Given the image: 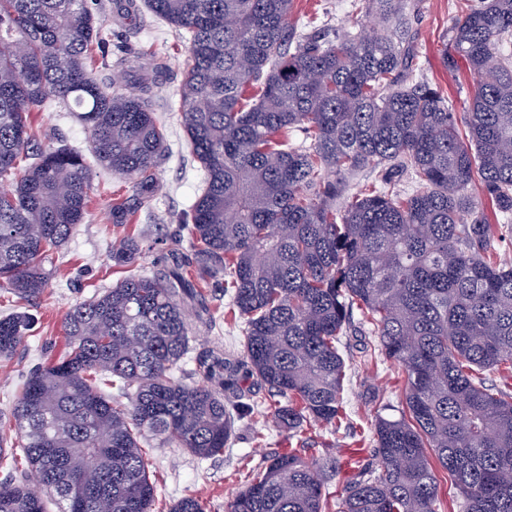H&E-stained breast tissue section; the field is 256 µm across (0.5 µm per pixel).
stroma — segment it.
<instances>
[{"instance_id": "obj_1", "label": "stroma", "mask_w": 512, "mask_h": 512, "mask_svg": "<svg viewBox=\"0 0 512 512\" xmlns=\"http://www.w3.org/2000/svg\"><path fill=\"white\" fill-rule=\"evenodd\" d=\"M126 0H97L107 47L103 62L95 71L104 86L121 81L112 67L115 57L142 55L144 64L161 59L167 81L154 99V109L168 118V149L156 169V185L151 200L127 227L112 224V196L125 193L121 178L97 170L91 179L90 203L82 224L51 262L54 276L33 308L36 322L26 342L11 360H0V405L10 397L25 375L55 361L67 348L61 325L67 309L119 283L132 271L150 273L159 269L170 248L182 239L183 219L193 203L200 174L181 119L179 88L187 45L174 29L147 10L127 16ZM406 18L417 52V75L426 78L447 98L456 119H463L466 100L474 78L467 68L451 72L442 65V52L449 30L460 13L459 0H406ZM292 19L301 24L337 30L360 31L367 24L363 0H295ZM31 125L46 143L65 144L80 150L89 147L85 128L66 112L38 109ZM148 236L153 248L143 249L135 267L113 262L112 242L124 235ZM205 299L216 319L215 326H195L192 346L195 355L215 350L237 356L243 351L241 329L226 325L224 309L228 299L221 282L209 283ZM403 379L387 361L358 368L344 395L357 433L343 430L333 434L320 429L314 433L308 455L322 459L340 456L348 460H370L371 432L376 415L390 414L401 405ZM264 428L265 440L254 438L253 427ZM287 430L276 427L266 408H255L251 424H238L236 434L223 455L201 459L181 448L160 447L151 442L146 451L149 471L157 489L162 512L183 496L199 497L206 512H225L229 501L241 490L247 467L256 465L270 453L297 447Z\"/></svg>"}]
</instances>
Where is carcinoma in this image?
I'll return each mask as SVG.
<instances>
[{
    "label": "carcinoma",
    "instance_id": "obj_1",
    "mask_svg": "<svg viewBox=\"0 0 512 512\" xmlns=\"http://www.w3.org/2000/svg\"><path fill=\"white\" fill-rule=\"evenodd\" d=\"M180 32L187 56L182 117L203 180L186 245L152 274L132 273L72 306L67 352L31 372L0 420V512H152L156 487L142 443L199 458L224 452L255 401H224L239 374L268 388L277 426L298 435L348 419L357 361L341 336L353 312L378 354L405 374L399 415H379L373 461L334 496L342 460L302 449L253 467L227 512H438L431 459L457 490V512H512V394L484 372H512V265L499 247L512 224V0H477L450 28V71L476 77L464 128L440 90L415 74L405 0H368L379 25L361 32L292 22L294 0H145ZM104 43L89 0H0V291L29 305L47 264L83 223L96 167L132 183L112 223L150 201L166 149L151 105L162 62L104 90L89 60ZM57 106L88 130L93 153L39 146L28 118ZM298 130L309 145L282 134ZM388 165L379 187L345 196L346 175ZM408 172L410 196L390 187ZM141 240L112 243L132 265ZM224 278L243 324L242 358L210 352L197 380L175 376L192 326L213 324L198 284ZM25 311L0 317V360L28 338ZM36 472L45 489L29 488ZM169 512H205L191 495Z\"/></svg>",
    "mask_w": 512,
    "mask_h": 512
}]
</instances>
